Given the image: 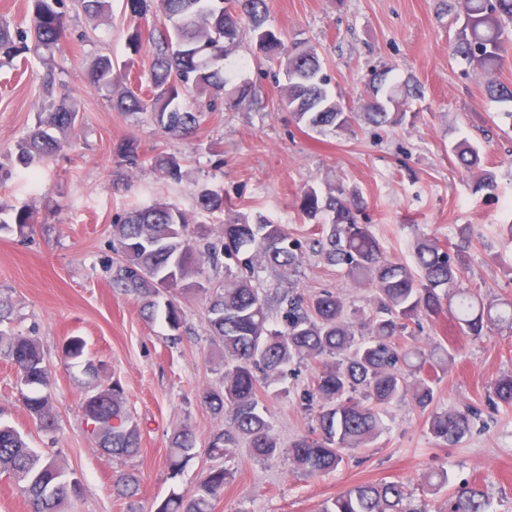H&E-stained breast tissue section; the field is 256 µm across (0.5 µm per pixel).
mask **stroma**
<instances>
[{
    "label": "stroma",
    "mask_w": 512,
    "mask_h": 512,
    "mask_svg": "<svg viewBox=\"0 0 512 512\" xmlns=\"http://www.w3.org/2000/svg\"><path fill=\"white\" fill-rule=\"evenodd\" d=\"M267 2L270 26L316 49L332 92L350 107L363 104L372 68H388L393 81L414 77L424 91L411 104L415 121L393 128L363 123L351 132L308 130L280 105L275 66L246 38L224 65L256 85L260 105L214 112L189 138H168L148 116L115 111L109 94L87 83L85 64L93 56L131 57L122 3L114 0L111 19L94 30L83 14L72 13L68 37L55 55L54 93L78 101L81 125L57 156L40 166L37 180L18 166L0 177V204L30 205L38 217L27 236L0 233V302L12 310V328L35 337L44 351L57 431L39 432L23 407L13 366L2 359L0 422L26 434L32 447L56 455L81 481L83 494L66 512H126L114 485L129 472L140 479V512H154L171 490L192 491L211 461L201 453L181 476L170 477L169 440L186 426L202 449L219 425L203 399L205 389L224 376L207 332L206 304L194 294L177 295L186 320L177 341L162 322L143 318L139 301L112 282L117 213L160 200L196 218L202 214L198 185H220L234 213L264 214L306 246L297 271L259 269L258 284L270 299L290 289L307 297L330 290L368 310L371 288L309 251L317 227L299 208L304 187L341 183L361 192L366 208L360 221L370 225L391 258L411 262L418 234L456 243L466 233L474 239L467 253L468 283L490 298L512 296V275L506 271L512 266V240L499 230L512 222V125L502 116L503 104L486 96L475 71L452 56L455 31L437 16L436 0ZM134 60L139 73H148L150 53ZM44 73L34 57L0 66V159L33 125ZM463 138L479 147L496 172L495 196L475 192L473 176L456 163L452 147ZM129 145L141 154H180L182 180L162 178L145 163L134 169L129 184L119 183L121 152ZM72 336L86 343L82 359L62 356ZM402 343L454 350V361L439 373L435 407L481 409L463 442L437 447L425 414L412 402H400L388 408L387 429L372 447L352 451L337 471L322 476L292 470L284 456L260 461L249 449H237L223 459L234 479L215 512H314L321 501L364 482L398 481L421 490L424 475L442 467L448 486L428 495L430 512H446L454 488L465 481L488 493L491 512H512V411L486 407L495 380L512 375V335H464L445 312ZM88 359L101 364L99 374L85 372ZM320 369L317 363L290 365L282 381L288 394L265 396L267 418L282 443L311 433L302 394ZM116 380L142 428L141 451L128 459L96 448L81 408L87 393Z\"/></svg>",
    "instance_id": "1"
}]
</instances>
